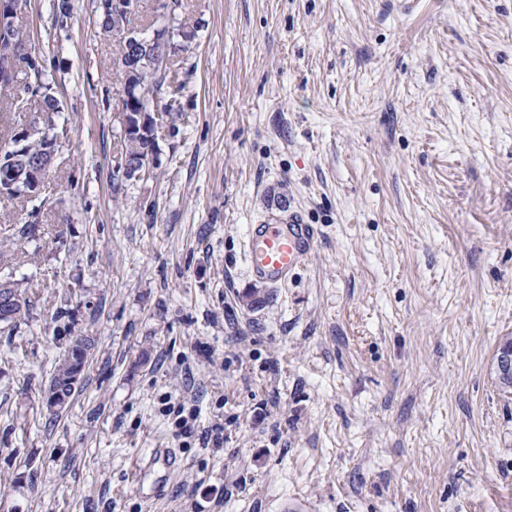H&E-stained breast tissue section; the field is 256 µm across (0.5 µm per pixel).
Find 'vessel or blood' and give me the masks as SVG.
<instances>
[{
  "mask_svg": "<svg viewBox=\"0 0 512 512\" xmlns=\"http://www.w3.org/2000/svg\"><path fill=\"white\" fill-rule=\"evenodd\" d=\"M315 242L314 226L296 215L248 225L243 251L251 278L274 289L286 287Z\"/></svg>",
  "mask_w": 512,
  "mask_h": 512,
  "instance_id": "1",
  "label": "vessel or blood"
}]
</instances>
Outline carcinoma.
<instances>
[{
  "label": "carcinoma",
  "instance_id": "obj_1",
  "mask_svg": "<svg viewBox=\"0 0 512 512\" xmlns=\"http://www.w3.org/2000/svg\"><path fill=\"white\" fill-rule=\"evenodd\" d=\"M167 30L162 28L157 31L155 40L145 46L133 48L125 41H120V60L132 59L133 71L123 70V65H118L123 83V91L132 100L141 106L154 104L156 96L160 93L167 73L170 70L168 62L170 56L176 53V49L184 50L195 37V30L183 25L178 27V36L181 43L178 48H172L174 42L166 39ZM52 87L46 79L45 70L42 65L33 66L25 63V58H20L18 69L11 79L0 81V95L4 97L5 107L13 112H25L31 104L32 98L40 101L41 109L47 113L59 111V103L51 93ZM15 137L0 146V165H6L20 158H39L43 156V139L34 137L30 139L22 151L14 150ZM153 154V145L142 136L130 135L124 138L121 155L141 165H150ZM12 201L21 199L31 205L28 211V220L23 224H6L0 228L3 237L0 239L8 242L15 237L33 238L39 232V216L42 208L47 203L45 193L36 197H29L25 194L9 192L0 194V200ZM7 288L20 296L22 304L12 310V315L0 321V333L9 336L19 332L21 325L27 323L33 314V300L26 295L19 283L10 279H0V289ZM94 341L89 336L75 339L71 342L67 354L54 367L50 378L56 375L65 374L69 378L75 376L83 377L84 361L93 347Z\"/></svg>",
  "mask_w": 512,
  "mask_h": 512
}]
</instances>
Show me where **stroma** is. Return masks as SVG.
I'll list each match as a JSON object with an SVG mask.
<instances>
[{"label":"stroma","mask_w":512,"mask_h":512,"mask_svg":"<svg viewBox=\"0 0 512 512\" xmlns=\"http://www.w3.org/2000/svg\"><path fill=\"white\" fill-rule=\"evenodd\" d=\"M52 4L15 21L60 110H0V142L68 128L38 236L0 261L36 306L0 335V512H512L492 370L512 337V0H142L145 35H197L132 179L118 40L97 0L64 28ZM291 210L319 235L273 290L242 241ZM86 334L52 416L44 384ZM184 392L186 437L166 404ZM79 338H81V341L78 340ZM93 344H94V341L89 336L76 337L71 342V345L69 346L67 354L54 367V369L50 375L49 379H54L56 377V375H58V374L59 375L65 374V375H67V377L69 379L74 378L75 376L79 377V385L76 388L75 392L72 393L71 387L64 388L60 391L62 397H66V396L68 397L67 403L64 406H62L61 409L64 408V410H65L66 408H68L73 395L76 393V391L80 387V384H81V381L83 378V374L86 369V366H85V369L83 371L84 361H85L87 354L89 353V355H90V351L93 347Z\"/></svg>","instance_id":"35a3bbf8"}]
</instances>
